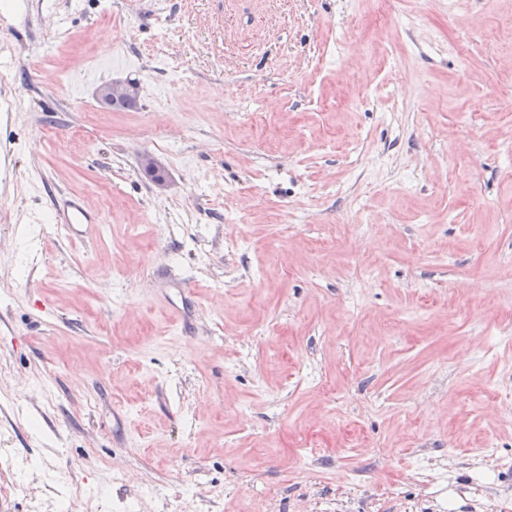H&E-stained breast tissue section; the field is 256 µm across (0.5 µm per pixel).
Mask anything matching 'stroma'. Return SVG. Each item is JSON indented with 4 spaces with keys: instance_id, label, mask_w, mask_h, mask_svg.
<instances>
[{
    "instance_id": "stroma-1",
    "label": "stroma",
    "mask_w": 512,
    "mask_h": 512,
    "mask_svg": "<svg viewBox=\"0 0 512 512\" xmlns=\"http://www.w3.org/2000/svg\"><path fill=\"white\" fill-rule=\"evenodd\" d=\"M387 13L0 0V512H512V0ZM136 89V82H110L99 89V99L104 105L109 103L107 107L112 108L113 110H131L136 108L138 105V101L140 99V87L136 95L132 98L117 101L112 100L133 95ZM258 193V186H253L248 191L241 189H225L224 199V222L229 225L230 233L225 235V245L227 249L238 250L247 244L246 236L241 233L240 225H237L240 217V204L248 199L255 197ZM54 226L69 237L78 238L85 235L94 224H100L98 217L92 213L78 197L65 199L54 207ZM83 234H80V233Z\"/></svg>"
}]
</instances>
